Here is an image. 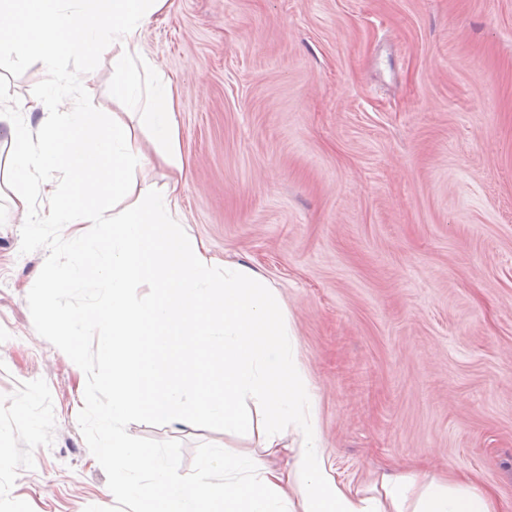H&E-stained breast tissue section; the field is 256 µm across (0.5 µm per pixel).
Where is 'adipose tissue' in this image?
I'll list each match as a JSON object with an SVG mask.
<instances>
[{
    "label": "adipose tissue",
    "mask_w": 512,
    "mask_h": 512,
    "mask_svg": "<svg viewBox=\"0 0 512 512\" xmlns=\"http://www.w3.org/2000/svg\"><path fill=\"white\" fill-rule=\"evenodd\" d=\"M76 2L72 11L65 0H0V43L19 62L49 70L115 48L117 111L76 109L36 132L5 112L0 122L11 145L14 208L29 210L24 183L39 172L54 222L74 228L78 260L54 287L94 280L106 293L111 338L97 361L100 378L112 383V406L100 420L112 428L113 495L145 512H506L492 488L471 479L454 489L425 472L392 470L366 493L334 477L278 293L243 263L217 266L175 222L177 196L146 194L129 176L143 163L125 120L136 110L173 185L187 180L176 89L152 79L138 50L143 26L167 0ZM112 201L120 205L113 214ZM140 286L147 299L136 297ZM155 417L172 427L217 419L228 434L253 430L262 451L221 452L186 483L168 459L122 430ZM216 468L219 484L211 480Z\"/></svg>",
    "instance_id": "adipose-tissue-1"
}]
</instances>
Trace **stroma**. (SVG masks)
Masks as SVG:
<instances>
[{"label": "stroma", "mask_w": 512, "mask_h": 512, "mask_svg": "<svg viewBox=\"0 0 512 512\" xmlns=\"http://www.w3.org/2000/svg\"><path fill=\"white\" fill-rule=\"evenodd\" d=\"M140 52L179 93L184 235L263 274L334 476L454 470L512 504V0H169ZM71 100L112 112L111 53L65 59ZM58 70V71H59ZM56 73V72H55ZM55 73L0 51V110L31 128ZM149 157L141 187L169 171ZM0 190V512H133L77 423L86 376L34 328L47 256ZM196 478L256 438L129 421Z\"/></svg>", "instance_id": "1"}]
</instances>
